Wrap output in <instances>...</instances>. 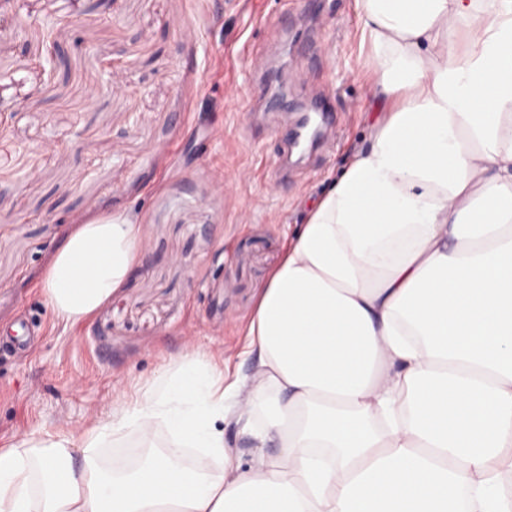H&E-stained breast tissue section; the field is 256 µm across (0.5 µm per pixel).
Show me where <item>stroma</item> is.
I'll list each match as a JSON object with an SVG mask.
<instances>
[{
  "mask_svg": "<svg viewBox=\"0 0 512 512\" xmlns=\"http://www.w3.org/2000/svg\"><path fill=\"white\" fill-rule=\"evenodd\" d=\"M263 57L262 83L250 68ZM357 0H8L0 9V448L81 436L188 352L247 373L262 288L384 117ZM122 89L107 93L111 82ZM317 99L333 127L273 161ZM141 224L128 279L63 324L43 281L76 225ZM130 428L88 449L136 461Z\"/></svg>",
  "mask_w": 512,
  "mask_h": 512,
  "instance_id": "1",
  "label": "stroma"
}]
</instances>
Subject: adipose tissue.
<instances>
[{
  "instance_id": "ef3b65f1",
  "label": "adipose tissue",
  "mask_w": 512,
  "mask_h": 512,
  "mask_svg": "<svg viewBox=\"0 0 512 512\" xmlns=\"http://www.w3.org/2000/svg\"><path fill=\"white\" fill-rule=\"evenodd\" d=\"M358 8L388 115L260 293L249 375L190 352L113 408L86 447L173 437L127 471L74 467L67 437L0 448V512H512V0ZM141 244L122 214L78 225L46 274L54 316L99 310Z\"/></svg>"
}]
</instances>
